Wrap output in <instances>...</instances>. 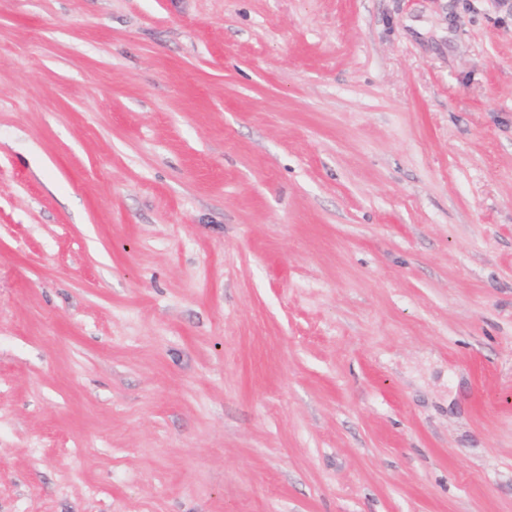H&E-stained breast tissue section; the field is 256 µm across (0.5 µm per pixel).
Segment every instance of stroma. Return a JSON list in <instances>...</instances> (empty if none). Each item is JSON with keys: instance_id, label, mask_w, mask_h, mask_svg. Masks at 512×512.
I'll use <instances>...</instances> for the list:
<instances>
[{"instance_id": "stroma-1", "label": "stroma", "mask_w": 512, "mask_h": 512, "mask_svg": "<svg viewBox=\"0 0 512 512\" xmlns=\"http://www.w3.org/2000/svg\"><path fill=\"white\" fill-rule=\"evenodd\" d=\"M0 512H512V15L0 0Z\"/></svg>"}]
</instances>
